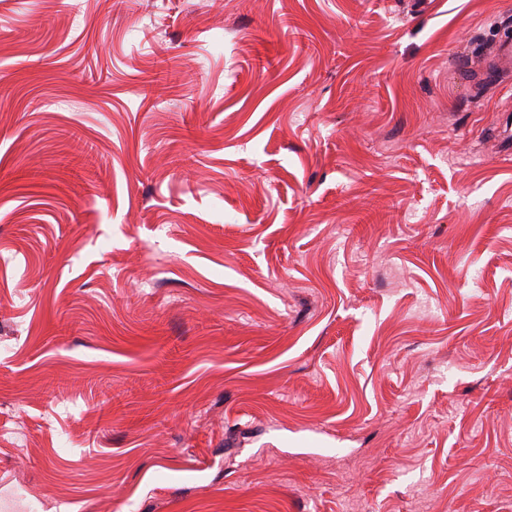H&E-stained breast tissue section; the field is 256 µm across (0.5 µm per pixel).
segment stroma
<instances>
[{
    "instance_id": "stroma-1",
    "label": "stroma",
    "mask_w": 512,
    "mask_h": 512,
    "mask_svg": "<svg viewBox=\"0 0 512 512\" xmlns=\"http://www.w3.org/2000/svg\"><path fill=\"white\" fill-rule=\"evenodd\" d=\"M512 0H0V512H512ZM512 67V31L506 27L500 33L494 44V57L480 74L483 83L496 85L500 82V75Z\"/></svg>"
}]
</instances>
